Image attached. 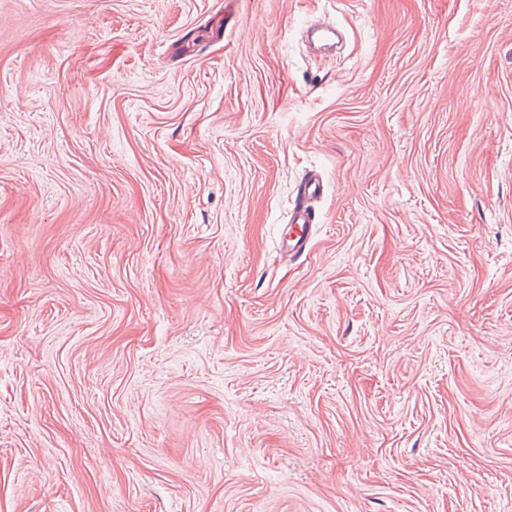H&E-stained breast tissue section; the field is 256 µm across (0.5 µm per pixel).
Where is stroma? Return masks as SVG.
Listing matches in <instances>:
<instances>
[{
	"mask_svg": "<svg viewBox=\"0 0 512 512\" xmlns=\"http://www.w3.org/2000/svg\"><path fill=\"white\" fill-rule=\"evenodd\" d=\"M0 512H512V0H0ZM321 186L319 181L316 179H308L304 182L301 198L299 201L294 203V206L290 212L289 224L292 226H298L302 229L303 235L297 236V238H288L283 242L282 246L286 248L287 252H299L303 247V238L307 235L309 227L315 220V214L309 208L307 200L320 192Z\"/></svg>",
	"mask_w": 512,
	"mask_h": 512,
	"instance_id": "obj_1",
	"label": "stroma"
}]
</instances>
